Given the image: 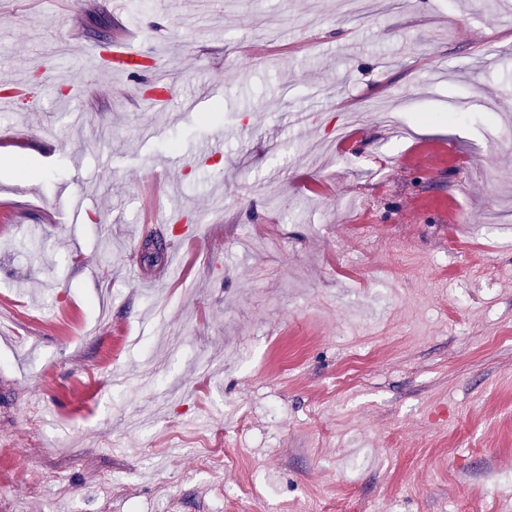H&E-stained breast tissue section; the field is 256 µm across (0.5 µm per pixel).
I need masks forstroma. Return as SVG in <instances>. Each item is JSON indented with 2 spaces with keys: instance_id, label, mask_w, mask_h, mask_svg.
Instances as JSON below:
<instances>
[{
  "instance_id": "obj_1",
  "label": "stroma",
  "mask_w": 512,
  "mask_h": 512,
  "mask_svg": "<svg viewBox=\"0 0 512 512\" xmlns=\"http://www.w3.org/2000/svg\"><path fill=\"white\" fill-rule=\"evenodd\" d=\"M127 2L0 0V512H512V0ZM91 57L95 60L105 59L109 62L107 67L129 76L136 74L147 59H152L155 65L157 63L139 44L121 38L111 40L105 50L96 45L91 51Z\"/></svg>"
}]
</instances>
